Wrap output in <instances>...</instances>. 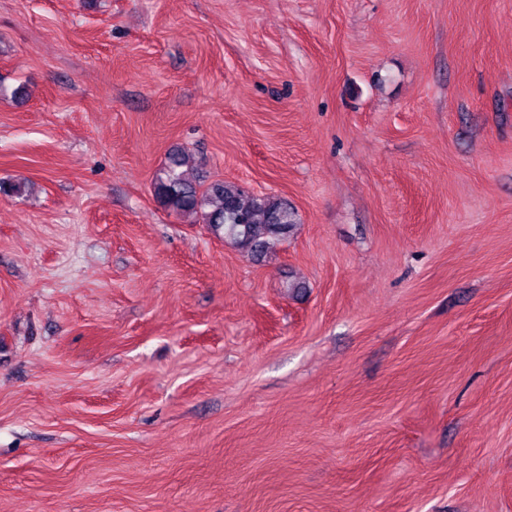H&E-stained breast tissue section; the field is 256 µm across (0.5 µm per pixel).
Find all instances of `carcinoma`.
I'll return each mask as SVG.
<instances>
[{"label": "carcinoma", "mask_w": 512, "mask_h": 512, "mask_svg": "<svg viewBox=\"0 0 512 512\" xmlns=\"http://www.w3.org/2000/svg\"><path fill=\"white\" fill-rule=\"evenodd\" d=\"M190 158L185 149L174 152L154 178V196L165 209L202 220L214 234L252 255L265 254L270 240L291 232L295 213L286 202L268 194L247 196L231 182L204 187L183 170Z\"/></svg>", "instance_id": "carcinoma-1"}]
</instances>
